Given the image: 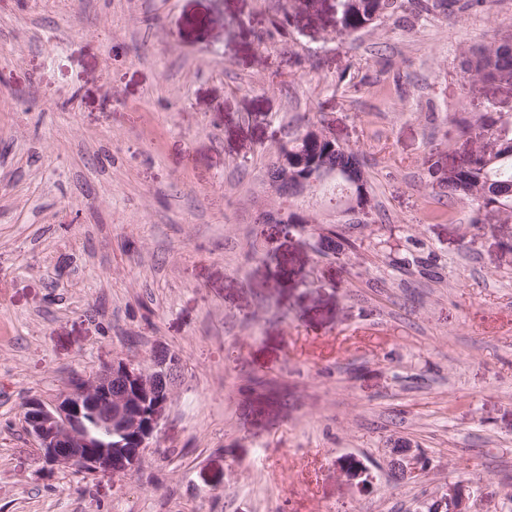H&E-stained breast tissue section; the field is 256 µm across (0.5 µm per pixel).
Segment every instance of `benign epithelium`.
Masks as SVG:
<instances>
[{"label": "benign epithelium", "instance_id": "1", "mask_svg": "<svg viewBox=\"0 0 512 512\" xmlns=\"http://www.w3.org/2000/svg\"><path fill=\"white\" fill-rule=\"evenodd\" d=\"M182 369L180 358L160 347L147 365L119 358L93 375L73 374V383L53 401H25L21 419L44 468L89 475L103 470L118 476L135 470L157 441L174 392L172 378ZM97 412L105 440L92 437L84 424L87 415ZM385 454L391 471L402 480L417 477L426 466L423 452L410 445L395 442ZM474 486L472 480L448 484L436 498L435 509L470 512Z\"/></svg>", "mask_w": 512, "mask_h": 512}]
</instances>
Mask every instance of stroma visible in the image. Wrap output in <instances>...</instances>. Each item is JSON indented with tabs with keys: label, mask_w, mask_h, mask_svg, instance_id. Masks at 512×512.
Here are the masks:
<instances>
[{
	"label": "stroma",
	"mask_w": 512,
	"mask_h": 512,
	"mask_svg": "<svg viewBox=\"0 0 512 512\" xmlns=\"http://www.w3.org/2000/svg\"><path fill=\"white\" fill-rule=\"evenodd\" d=\"M337 9L0 0V512H420L462 476L471 512H512V227L434 194L478 109L460 49L512 29V0L356 36ZM304 115L366 162L355 253L255 231ZM159 346L184 375L141 467L44 472L23 402ZM393 439L424 451L414 481ZM392 448H385L389 458L391 471L401 480H410L418 476L426 466V459L419 448L403 443L390 444Z\"/></svg>",
	"instance_id": "35a3bbf8"
}]
</instances>
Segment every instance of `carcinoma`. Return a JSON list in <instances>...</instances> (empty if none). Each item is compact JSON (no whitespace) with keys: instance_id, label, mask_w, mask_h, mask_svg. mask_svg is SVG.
<instances>
[{"instance_id":"obj_1","label":"carcinoma","mask_w":512,"mask_h":512,"mask_svg":"<svg viewBox=\"0 0 512 512\" xmlns=\"http://www.w3.org/2000/svg\"><path fill=\"white\" fill-rule=\"evenodd\" d=\"M408 7L420 13L444 12L448 0H339L337 23L341 30L354 36L372 27L389 10ZM460 68L464 74V91L471 100L483 97L486 84L512 86V30L479 47H464L460 52ZM306 121L275 152L288 162V172L303 176L314 171L331 175L330 180L314 187L332 208L351 196L358 205L375 212L372 188L360 154L326 135L309 130ZM460 133L468 136L473 148L448 176L438 180L440 192L451 201L472 206L473 224H512V113L501 112L488 103L477 112L457 122ZM277 223L298 226L302 231L318 233L319 245L334 255L351 246L346 238L331 227H325L314 215L303 216L292 210Z\"/></svg>"}]
</instances>
